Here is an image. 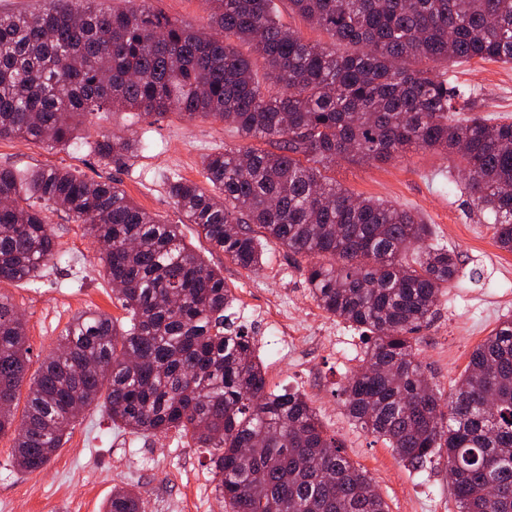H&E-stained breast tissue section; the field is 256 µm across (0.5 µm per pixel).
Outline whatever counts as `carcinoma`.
Wrapping results in <instances>:
<instances>
[{
  "mask_svg": "<svg viewBox=\"0 0 512 512\" xmlns=\"http://www.w3.org/2000/svg\"><path fill=\"white\" fill-rule=\"evenodd\" d=\"M194 28L149 0H42L0 17V138L51 148L89 116H211L272 149L201 157L209 191L174 180L169 196L213 249L257 271L264 246L310 259L313 300L365 333L360 368L342 388L354 425L414 469L441 465L458 512H512V319L473 350L445 395L425 376L414 336L436 313L458 257L416 213L356 197L327 175L340 161L385 162L412 147L460 158L465 189L512 252V122L454 117L476 94L439 62L512 61V0H288L330 44L284 24L274 0H206ZM247 46L254 56L240 51ZM139 143L98 134L119 162ZM44 203L35 209L29 199ZM0 282L34 278L57 254L44 210H63L99 244L104 276L129 314L75 315L26 381L25 323L0 294V436L14 461L44 468L76 419L101 406L133 433L190 435L209 453L225 512H389L366 471L342 454L297 391L267 389L251 337L233 328L224 276L110 181L59 168L0 167ZM179 303L169 305V296ZM28 384L21 419L13 408ZM262 471L256 479L253 473ZM106 512H145L127 489Z\"/></svg>",
  "mask_w": 512,
  "mask_h": 512,
  "instance_id": "carcinoma-1",
  "label": "carcinoma"
}]
</instances>
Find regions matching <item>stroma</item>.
Segmentation results:
<instances>
[{
	"label": "stroma",
	"instance_id": "35a3bbf8",
	"mask_svg": "<svg viewBox=\"0 0 512 512\" xmlns=\"http://www.w3.org/2000/svg\"><path fill=\"white\" fill-rule=\"evenodd\" d=\"M447 72L451 83L477 90L476 112L512 121V63L474 59L449 65ZM102 131L135 134L138 152L122 163L102 160L93 149ZM244 144L230 124L210 117L106 112L65 147L0 139V166L19 172L53 166L109 180L162 222L180 225L184 243L223 274L236 299L237 322L254 339L269 389L306 396L327 431L343 444L345 455L370 475L389 512H455L451 489L439 470L405 466L387 444L347 419L339 393L360 364L365 339L318 307L299 270L301 257L270 244L261 270L245 271L212 250L195 225L182 223L169 183L183 177L204 184L202 155ZM459 166L456 157L411 149L385 163L343 161L332 170L354 195L417 212L431 224L435 239L457 254L458 278L443 288L433 320L417 333L420 359L447 390L464 373L473 349L502 320L512 318V253L497 246L494 226L453 182L451 173ZM48 221L58 256L36 280L0 283V294L11 300L26 324L31 377L78 312L93 308L120 320L126 315L100 272L97 247L83 224L61 210L50 212ZM278 323L297 329L293 343L273 335ZM12 453V436H0V512H104L121 487L139 494L145 512H224L208 455L190 436L175 430L131 434L116 429L98 406L81 413L42 470H18Z\"/></svg>",
	"mask_w": 512,
	"mask_h": 512
}]
</instances>
